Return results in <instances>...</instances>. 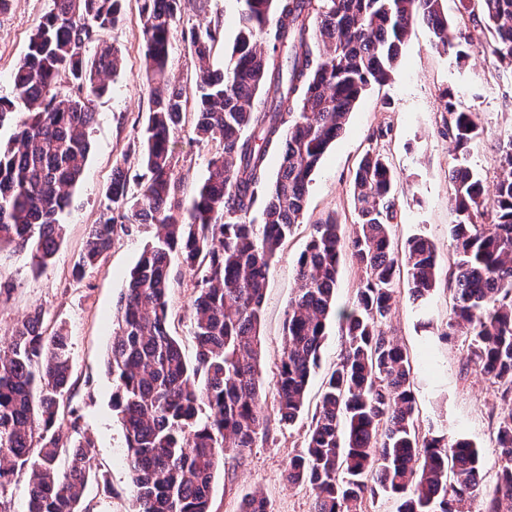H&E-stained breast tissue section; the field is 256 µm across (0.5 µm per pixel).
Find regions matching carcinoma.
I'll use <instances>...</instances> for the list:
<instances>
[{
  "mask_svg": "<svg viewBox=\"0 0 512 512\" xmlns=\"http://www.w3.org/2000/svg\"><path fill=\"white\" fill-rule=\"evenodd\" d=\"M124 2L53 0L14 69L13 96L0 98V128L12 118L16 126L13 139L0 145V246L15 245L37 268L62 239L59 215L87 161L94 102L108 92L104 77L120 66L103 35L121 21ZM442 2L239 0L234 62L225 70L209 63L219 29L191 30L199 60L195 130L222 149L186 210L170 148L187 103L168 75L180 0H139L152 102L142 182L134 193L122 168L113 170L107 205L76 264L79 275L101 263L117 232L137 220L157 226L117 304L106 357L135 512H210L224 456L243 453L265 434L260 327L269 269L300 223L312 172L367 88L390 78L413 25L426 23L438 49L461 56L462 45L478 43L512 65V0H460L454 25ZM444 98V135L462 153L477 136V114L459 109L450 90ZM272 152L279 154L278 171L263 221L254 224L249 215ZM496 162L490 197L470 168H448L458 220L450 227L453 306L444 333L468 338L466 364L500 393L494 484L484 483L480 450L469 439L416 428L415 358L388 334L387 321L401 270L414 303L438 287V249L422 235L401 252L394 248V175L382 155L368 154L353 179L358 224L347 238L333 215L314 225L297 260L284 324L273 411L288 423L304 412L327 322L336 319L342 332L306 447L285 466L288 484L312 491L311 512H365L378 495L392 499L395 512H472L476 501L477 512H512V137L499 146ZM173 253L198 276L192 362L169 329ZM345 253L363 275L352 306L339 309ZM42 323V312H34L0 346V486L25 472V512H82L85 488L99 474L90 442L56 429L70 389L69 342L61 331L45 335ZM239 512L271 510L265 496L251 493Z\"/></svg>",
  "mask_w": 512,
  "mask_h": 512,
  "instance_id": "carcinoma-1",
  "label": "carcinoma"
}]
</instances>
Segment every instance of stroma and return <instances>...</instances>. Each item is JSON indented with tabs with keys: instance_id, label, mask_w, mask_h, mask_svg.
Returning <instances> with one entry per match:
<instances>
[{
	"instance_id": "35a3bbf8",
	"label": "stroma",
	"mask_w": 512,
	"mask_h": 512,
	"mask_svg": "<svg viewBox=\"0 0 512 512\" xmlns=\"http://www.w3.org/2000/svg\"><path fill=\"white\" fill-rule=\"evenodd\" d=\"M52 0H12L0 14V96H11L10 75L27 50L28 38ZM237 0H181L178 20L170 38L169 68L173 81L194 93L198 61L189 31L219 26L221 36L210 63L226 67L238 33ZM143 22L137 0H126L122 21L105 38L121 58V67L110 77V92L95 103L90 130L91 149L84 174L72 191V203L60 216L64 237L54 257L43 268L33 267L29 256L12 247L0 248V341L31 311L41 310L47 330L63 329L70 339L72 374L68 405L78 418L80 436L90 439L95 468L101 480L88 483L84 512H134L135 498L125 463L122 425L112 409L113 381L105 359L112 342V314L125 291L129 271L156 234L152 224L131 225L119 233L105 260L73 269L79 260L86 232L97 223L106 205L104 191L114 167H122L138 185L143 169L138 160L141 133L148 120L150 96L143 77ZM433 34L415 24L401 47L400 61L391 79L372 85L358 101L342 134L331 144L308 185L304 217L294 226L283 253L270 269L262 304L263 392L275 400V380L283 351V324L296 287V261L310 239L313 224L336 215L344 227L358 221L353 201V177L361 158L382 154L397 179V219L392 228L395 247L423 235L432 240L441 264L453 261L449 227L457 221L451 202L448 168L460 160L476 172L485 186L495 180L499 140L512 135V67L498 63L481 49H468L466 58L436 50ZM458 93L464 108L481 121L478 136L463 155L442 133L445 90ZM178 196L190 200L208 176L215 143L199 138L193 115H186L175 131ZM170 328L186 358H193L195 343L191 320L197 295V277L180 258L169 266ZM453 293L440 283L424 305L413 304L408 285L396 287L388 328L411 350L415 359L430 355L433 373H418L415 385L417 425L420 432L455 431L481 450L485 479L494 482L498 443L492 416L500 395L483 374L467 367L468 341L457 336L442 340ZM342 333L329 322L302 417L287 425L270 417L268 435L242 455L225 456L213 481L211 512H238L245 493L258 491L270 502L272 512H310L312 493L286 482L283 471L289 457L303 451L311 417L323 382L341 350Z\"/></svg>"
}]
</instances>
